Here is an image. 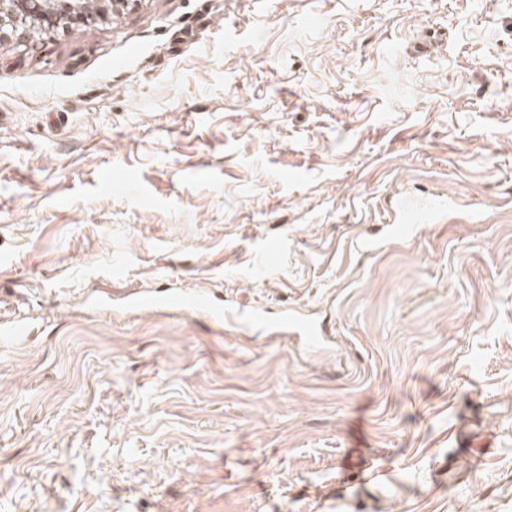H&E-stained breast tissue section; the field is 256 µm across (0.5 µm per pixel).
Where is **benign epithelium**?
<instances>
[{"label":"benign epithelium","instance_id":"benign-epithelium-1","mask_svg":"<svg viewBox=\"0 0 512 512\" xmlns=\"http://www.w3.org/2000/svg\"><path fill=\"white\" fill-rule=\"evenodd\" d=\"M90 22L86 0H0V43L30 36L33 29L50 33L69 30Z\"/></svg>","mask_w":512,"mask_h":512}]
</instances>
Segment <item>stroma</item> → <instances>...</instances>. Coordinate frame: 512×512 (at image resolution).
Listing matches in <instances>:
<instances>
[{
  "instance_id": "stroma-1",
  "label": "stroma",
  "mask_w": 512,
  "mask_h": 512,
  "mask_svg": "<svg viewBox=\"0 0 512 512\" xmlns=\"http://www.w3.org/2000/svg\"><path fill=\"white\" fill-rule=\"evenodd\" d=\"M417 187L458 209L362 248ZM178 287L333 342L88 304ZM20 316L0 512H512V0H139L0 44Z\"/></svg>"
}]
</instances>
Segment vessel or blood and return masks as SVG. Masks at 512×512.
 Segmentation results:
<instances>
[{
  "mask_svg": "<svg viewBox=\"0 0 512 512\" xmlns=\"http://www.w3.org/2000/svg\"><path fill=\"white\" fill-rule=\"evenodd\" d=\"M452 204V198L437 192L414 199H396L385 226V235L393 239L410 237L422 225L441 221ZM126 305L139 310L172 307L191 313L201 312L217 322L225 320L241 327H255L277 337L298 339L308 347L320 345L327 334L322 322L293 307L271 313L262 308L242 306L229 312L215 304L209 295L190 289L147 290L127 300Z\"/></svg>",
  "mask_w": 512,
  "mask_h": 512,
  "instance_id": "1",
  "label": "vessel or blood"
}]
</instances>
